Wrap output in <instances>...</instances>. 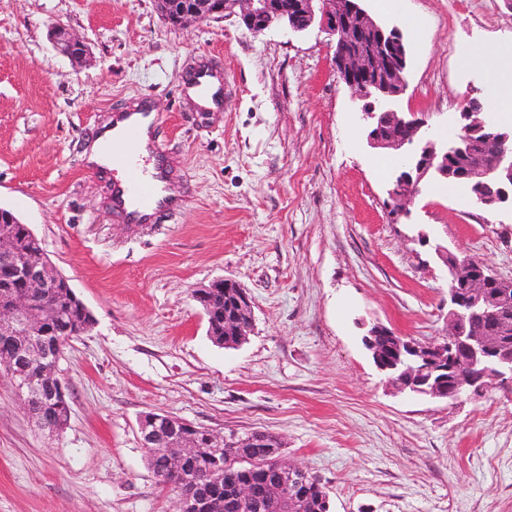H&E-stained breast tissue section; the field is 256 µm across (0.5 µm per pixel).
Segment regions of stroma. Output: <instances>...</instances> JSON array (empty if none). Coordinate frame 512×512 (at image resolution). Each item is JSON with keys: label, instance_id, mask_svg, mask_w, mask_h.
Wrapping results in <instances>:
<instances>
[{"label": "stroma", "instance_id": "obj_1", "mask_svg": "<svg viewBox=\"0 0 512 512\" xmlns=\"http://www.w3.org/2000/svg\"><path fill=\"white\" fill-rule=\"evenodd\" d=\"M368 9L425 22L409 40L404 111L454 127L450 102H488L468 46L512 43V0H402ZM77 34L85 62L51 36ZM324 33L235 20L177 28L154 0H0V205L41 239L96 324L60 363L72 414L48 435L0 377V512H175L147 465V413L276 435L284 460L325 485L333 512H512V386L448 404L396 393L362 343L364 323L443 336L448 277L418 232L512 278V214L471 208L463 187L424 188L395 224L358 107ZM221 101L186 93L200 65ZM148 103L168 130L183 202L130 224L106 198L113 172L86 143L113 110ZM238 281L252 328L212 342L195 290Z\"/></svg>", "mask_w": 512, "mask_h": 512}]
</instances>
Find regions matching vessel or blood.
Returning <instances> with one entry per match:
<instances>
[{
	"mask_svg": "<svg viewBox=\"0 0 512 512\" xmlns=\"http://www.w3.org/2000/svg\"><path fill=\"white\" fill-rule=\"evenodd\" d=\"M112 134L104 136L101 150L111 157L120 171L119 179L112 182V204L132 224L143 223L145 217H157L172 212L173 204L167 194L168 187L162 173L152 170L151 162H162L161 144H153L150 157L137 154L142 126L147 119L143 112H119Z\"/></svg>",
	"mask_w": 512,
	"mask_h": 512,
	"instance_id": "1",
	"label": "vessel or blood"
}]
</instances>
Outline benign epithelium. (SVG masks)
I'll return each mask as SVG.
<instances>
[{
    "instance_id": "obj_1",
    "label": "benign epithelium",
    "mask_w": 512,
    "mask_h": 512,
    "mask_svg": "<svg viewBox=\"0 0 512 512\" xmlns=\"http://www.w3.org/2000/svg\"><path fill=\"white\" fill-rule=\"evenodd\" d=\"M159 12L172 26L209 18L236 17L250 31L261 33L275 25H286L302 33L316 26L336 39V75L363 102L362 119L366 143L399 157L388 189L389 215L393 223L411 218V206L421 185L453 178L467 191L469 202L478 209L512 210V125H503L489 113L466 107L459 112V132L440 139L422 113L402 112L397 102L406 91L408 50L403 31L396 25L375 20L363 0H156ZM51 35L64 53L75 60L87 54V46L62 28ZM481 135L498 150L478 158L465 174L448 168V160L473 151L474 136ZM13 210L0 206V265L9 269L21 289L0 292V375L10 380L19 406L30 413L32 402L64 399L68 386L59 372L60 360L74 336H83L95 325L88 316L72 331L54 336L62 322L57 305L48 299L50 290L70 288L46 257L31 229H26L35 248L18 252L12 248ZM435 254L452 271L448 287V329L439 344L399 336L385 326L374 325L363 337L374 364L400 393L454 402L478 395L493 382L512 383V279L492 273L470 257L460 258L444 246ZM213 288H230L235 311L224 316V335L245 336L251 320V299L231 279H216L195 295L205 297ZM474 320L486 322L487 335H474L467 326ZM54 336L50 342L47 336ZM194 425L173 415L148 413L139 422L143 448H164L172 477L184 487L177 512H224V502L195 491L202 485L224 484V467L189 474L187 461L198 444L187 434ZM303 468L284 463L262 497L247 484L237 486L233 499L238 510L253 512H306L307 503L298 496L286 497L280 490L306 483Z\"/></svg>"
}]
</instances>
